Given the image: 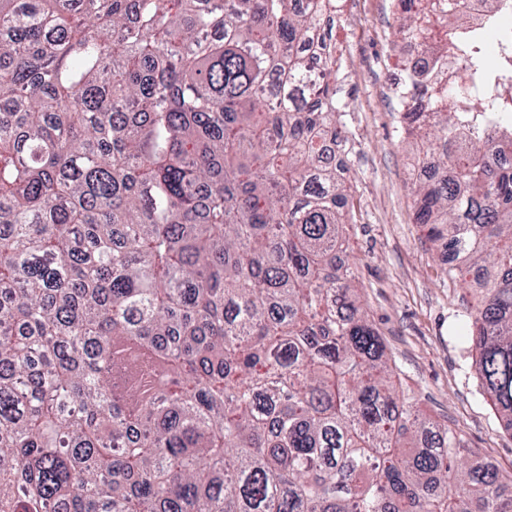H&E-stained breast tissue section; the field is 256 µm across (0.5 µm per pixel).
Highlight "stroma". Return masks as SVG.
<instances>
[{
    "label": "stroma",
    "mask_w": 512,
    "mask_h": 512,
    "mask_svg": "<svg viewBox=\"0 0 512 512\" xmlns=\"http://www.w3.org/2000/svg\"><path fill=\"white\" fill-rule=\"evenodd\" d=\"M342 10L345 22L333 26L332 37L344 61L336 76L342 121L361 137L347 156L357 208L346 231L359 293L398 388L512 479V432L483 393L476 352L458 340L473 292L449 278L446 249L414 222L406 170L413 142L401 132L389 79L394 6L391 0H346Z\"/></svg>",
    "instance_id": "stroma-1"
}]
</instances>
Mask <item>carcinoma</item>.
<instances>
[{
    "label": "carcinoma",
    "instance_id": "1",
    "mask_svg": "<svg viewBox=\"0 0 512 512\" xmlns=\"http://www.w3.org/2000/svg\"><path fill=\"white\" fill-rule=\"evenodd\" d=\"M336 0H0V512H512L399 394L346 252ZM429 61L416 221L512 430V31Z\"/></svg>",
    "mask_w": 512,
    "mask_h": 512
}]
</instances>
